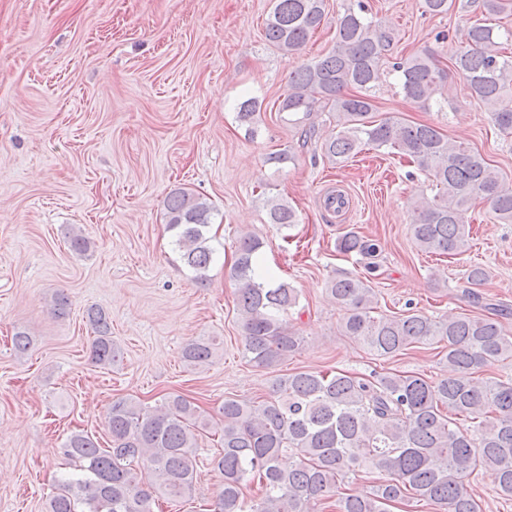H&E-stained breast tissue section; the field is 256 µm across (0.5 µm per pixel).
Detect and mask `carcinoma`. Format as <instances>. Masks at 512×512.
<instances>
[{
	"label": "carcinoma",
	"instance_id": "carcinoma-1",
	"mask_svg": "<svg viewBox=\"0 0 512 512\" xmlns=\"http://www.w3.org/2000/svg\"><path fill=\"white\" fill-rule=\"evenodd\" d=\"M487 15H512V0H482ZM325 0H273L265 39L277 50L300 52L325 16ZM394 34L367 16L363 0L341 3L336 43L321 57L289 75V92L279 104L289 121L302 124L298 147L317 137L310 122L316 112H333L336 131L319 149L342 162L372 145L401 154L432 177L436 193L413 198L412 238L427 252L459 255L469 238L467 213L481 202L495 218L512 223V189L484 155L442 134L430 124L392 118L371 120V90L386 64ZM512 29L500 31L475 22L467 45L453 62L471 97L488 112L505 136L512 134V56L502 52ZM404 96L426 104L447 91V73L427 50L391 63ZM269 221L288 228L297 223L284 200L265 199ZM215 207L182 188L168 197L165 219L174 245L200 285L216 249L209 229ZM263 242L246 233L239 238L229 275L236 282V310L244 336V354L260 369L296 353L303 337L283 314L298 306L299 291L285 281L257 274ZM342 254L373 258L375 240L348 231L337 239ZM327 293L344 312L342 331L382 357L412 344L444 343L448 375L428 380L418 375L375 373L359 378L345 373L298 371L275 380L274 396L259 401L224 399L221 451L211 460L223 477L213 512H319L336 498V512H388L410 495L435 512H480L465 479L479 469L492 470L499 494L512 497V377L480 378L498 362L512 358V335L491 318L461 314L437 318L418 310L399 316L373 315L378 300L363 278L344 273L327 284ZM96 336L91 361L110 366L119 357L111 327L99 309L87 312ZM218 343L200 337L187 343L182 359L189 366L213 362ZM472 420L462 429L456 420ZM209 419L190 398L171 394L155 405L120 399L112 402L107 429L112 445L102 448L83 432L70 434L64 457L79 474L64 481L46 503V512H155L157 495L180 497L197 483L198 436ZM295 464L284 468V455ZM155 473L149 490L135 468ZM375 469L388 478L361 494L335 492L348 475ZM257 493L247 496L250 485Z\"/></svg>",
	"mask_w": 512,
	"mask_h": 512
}]
</instances>
